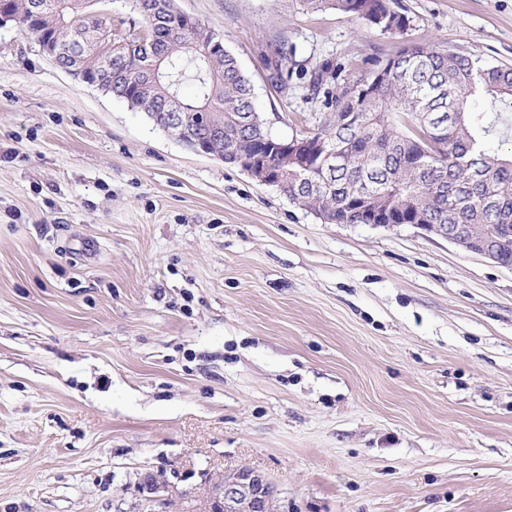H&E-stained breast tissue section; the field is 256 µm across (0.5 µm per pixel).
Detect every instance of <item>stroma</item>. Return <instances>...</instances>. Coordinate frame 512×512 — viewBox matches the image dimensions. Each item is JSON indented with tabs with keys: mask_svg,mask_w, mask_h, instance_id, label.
<instances>
[{
	"mask_svg": "<svg viewBox=\"0 0 512 512\" xmlns=\"http://www.w3.org/2000/svg\"><path fill=\"white\" fill-rule=\"evenodd\" d=\"M271 136L411 44L512 65V0H177ZM288 54V92L267 60ZM252 468L275 512H512V269L325 224L0 25V512H140ZM311 10L334 9L355 14L365 19L380 31L389 34H403L409 26V19L396 11L390 0H303ZM141 489L146 492L148 495L145 497V508L148 510L144 512H158L154 510V507L158 505H165V501L168 498H165V495H161V493H169L170 487L174 488V486L170 485L164 481H158L151 472H146L141 478Z\"/></svg>",
	"mask_w": 512,
	"mask_h": 512,
	"instance_id": "obj_1",
	"label": "stroma"
}]
</instances>
